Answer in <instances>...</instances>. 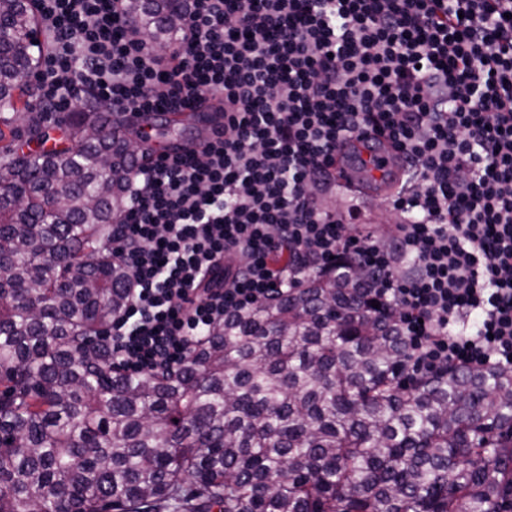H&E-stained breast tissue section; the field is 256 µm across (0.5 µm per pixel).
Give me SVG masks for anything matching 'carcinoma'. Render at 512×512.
<instances>
[{
  "instance_id": "carcinoma-1",
  "label": "carcinoma",
  "mask_w": 512,
  "mask_h": 512,
  "mask_svg": "<svg viewBox=\"0 0 512 512\" xmlns=\"http://www.w3.org/2000/svg\"><path fill=\"white\" fill-rule=\"evenodd\" d=\"M35 2L0 0V512H501L512 370L400 381L360 270L224 319L174 369L116 363L129 132L86 100L65 149L23 150L49 136ZM128 8L165 41L178 0Z\"/></svg>"
}]
</instances>
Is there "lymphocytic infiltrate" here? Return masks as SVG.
<instances>
[{"label":"lymphocytic infiltrate","mask_w":512,"mask_h":512,"mask_svg":"<svg viewBox=\"0 0 512 512\" xmlns=\"http://www.w3.org/2000/svg\"><path fill=\"white\" fill-rule=\"evenodd\" d=\"M127 3L37 0L39 110L224 113L127 176L130 296L106 334L127 371L178 367L216 321L347 266L397 313L403 379L512 369V0H182L162 48ZM367 133L416 174L384 238L321 201L337 144Z\"/></svg>","instance_id":"f902f5d3"}]
</instances>
